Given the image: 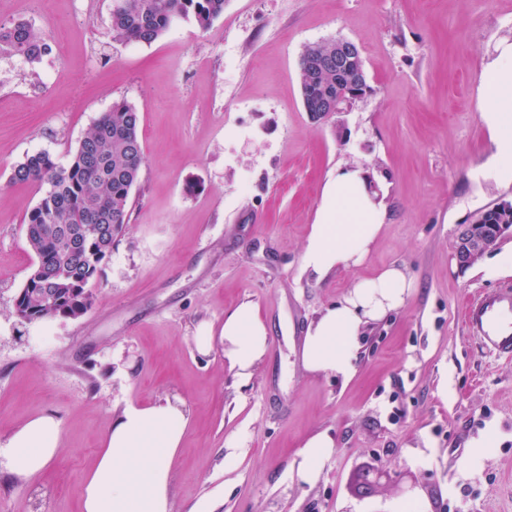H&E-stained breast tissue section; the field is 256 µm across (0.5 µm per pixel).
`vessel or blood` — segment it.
<instances>
[{"label": "vessel or blood", "instance_id": "b4317fda", "mask_svg": "<svg viewBox=\"0 0 512 512\" xmlns=\"http://www.w3.org/2000/svg\"><path fill=\"white\" fill-rule=\"evenodd\" d=\"M464 323L484 352L512 360V284L472 295L465 305Z\"/></svg>", "mask_w": 512, "mask_h": 512}]
</instances>
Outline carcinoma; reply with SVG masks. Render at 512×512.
Masks as SVG:
<instances>
[{"label":"carcinoma","instance_id":"cac0c4a2","mask_svg":"<svg viewBox=\"0 0 512 512\" xmlns=\"http://www.w3.org/2000/svg\"><path fill=\"white\" fill-rule=\"evenodd\" d=\"M226 0H112V38L150 44L179 19L191 17L202 28L224 13ZM50 49L25 22L0 27V56L20 55L33 62ZM301 87L336 93V75L299 68ZM141 114L132 104L115 102L81 140L69 166L46 153L16 165L14 184L47 187L28 214L25 236L36 255L19 296L42 320L76 319L93 305L92 288L112 256V240L130 221L129 200L143 161ZM54 301L45 303V297Z\"/></svg>","mask_w":512,"mask_h":512}]
</instances>
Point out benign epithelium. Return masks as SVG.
<instances>
[{"label": "benign epithelium", "mask_w": 512, "mask_h": 512, "mask_svg": "<svg viewBox=\"0 0 512 512\" xmlns=\"http://www.w3.org/2000/svg\"><path fill=\"white\" fill-rule=\"evenodd\" d=\"M306 66L314 70H351L348 82L334 97H314L306 92L302 94L305 111L315 119L348 112L352 103L360 99L366 90L368 72L361 62L359 48L349 40L339 38L331 42L329 51L308 56ZM507 237L512 238V222L485 224L480 216L469 224L458 225V249L455 254L458 267H466L474 255L495 250Z\"/></svg>", "instance_id": "obj_1"}]
</instances>
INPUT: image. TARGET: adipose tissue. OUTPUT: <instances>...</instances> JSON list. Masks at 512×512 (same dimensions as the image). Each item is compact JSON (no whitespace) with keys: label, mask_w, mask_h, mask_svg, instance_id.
<instances>
[{"label":"adipose tissue","mask_w":512,"mask_h":512,"mask_svg":"<svg viewBox=\"0 0 512 512\" xmlns=\"http://www.w3.org/2000/svg\"><path fill=\"white\" fill-rule=\"evenodd\" d=\"M480 119L495 144L488 176L512 184V42L501 43L478 89ZM367 172L337 170L325 184L322 203L302 255L316 281L360 265L380 232L386 212L368 190ZM414 283L396 266L356 282L336 305L306 330L300 351L310 373L349 378L355 371L365 329L401 307ZM202 353L222 345L239 382H249L268 348L257 308L244 303L224 315L221 328L203 325L196 338ZM188 414L178 403L130 405L110 420L93 468L81 487V512H173L171 464L182 443ZM62 419L53 412L30 418L0 446V481L41 473L58 453ZM336 442L325 431L310 436L289 467L291 478L315 484Z\"/></svg>","instance_id":"adipose-tissue-1"}]
</instances>
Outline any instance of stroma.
I'll return each instance as SVG.
<instances>
[{"label":"stroma","mask_w":512,"mask_h":512,"mask_svg":"<svg viewBox=\"0 0 512 512\" xmlns=\"http://www.w3.org/2000/svg\"><path fill=\"white\" fill-rule=\"evenodd\" d=\"M111 5L0 0V25L27 21L51 47L35 63L0 57V442L42 412L63 419L46 470L0 482V512H80L112 415L169 399L190 416L174 512L212 499L216 512H396L413 497L427 512H512V360L484 354L462 320L474 291L512 281L497 266L512 238L465 269L454 257L458 225L512 201V184L486 174L495 148L477 107L483 68L512 42V0H226L208 28L189 17L149 44L113 41ZM337 38L359 47L371 90L316 122L299 59ZM120 100L141 113L144 158L94 305L20 324L14 300L36 261L24 220L44 190L10 173L38 152L67 166ZM345 166L368 172L387 218L359 266L318 283L301 257ZM393 264L414 288L366 329L354 376L306 373L308 325ZM247 302L268 349L242 385L196 336ZM324 430L336 448L317 483L288 480ZM487 438L493 453L473 466ZM367 469L382 477L363 496Z\"/></svg>","instance_id":"1"}]
</instances>
